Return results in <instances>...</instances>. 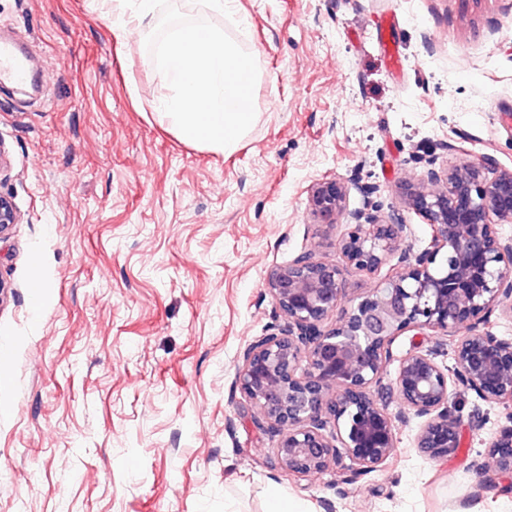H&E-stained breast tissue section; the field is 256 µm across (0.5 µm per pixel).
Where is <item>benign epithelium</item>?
<instances>
[{
  "mask_svg": "<svg viewBox=\"0 0 512 512\" xmlns=\"http://www.w3.org/2000/svg\"><path fill=\"white\" fill-rule=\"evenodd\" d=\"M348 193L335 180L310 188L315 217L330 225L349 219L341 239L347 267L371 273L395 257L400 271L327 329L345 293L344 269L310 250L272 269L267 286L286 323L249 344L235 386L256 409L258 425L278 437L275 466L308 476L335 464L352 484L393 456L395 420L409 412L421 419L414 437L420 452L435 460L453 453L463 424L450 402L457 388L512 406V340L484 328L512 295V238L500 232L512 223V172L471 162L403 182L404 204L432 230L418 253L403 245L395 218L345 213ZM19 219L0 194V236ZM406 331H428L437 341L406 354L385 383L391 345ZM445 337L454 341L450 368L437 361ZM488 455L500 475L512 477L511 413L489 439Z\"/></svg>",
  "mask_w": 512,
  "mask_h": 512,
  "instance_id": "1",
  "label": "benign epithelium"
}]
</instances>
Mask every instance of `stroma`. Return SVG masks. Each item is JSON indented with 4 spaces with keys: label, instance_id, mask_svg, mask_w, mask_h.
<instances>
[{
    "label": "stroma",
    "instance_id": "stroma-1",
    "mask_svg": "<svg viewBox=\"0 0 512 512\" xmlns=\"http://www.w3.org/2000/svg\"><path fill=\"white\" fill-rule=\"evenodd\" d=\"M254 55L255 118L232 153L181 140L154 105L170 89L146 37L118 39L121 0H0L35 95L0 90V512H512V479L484 463L506 410L432 460L397 423L378 471L342 483L272 466L275 443L234 387L243 352L284 324L266 286L311 249L343 265V223L309 189L358 177L347 210L429 224L400 186L428 165L512 171V0H236L232 15L171 0ZM394 12L402 69L376 39Z\"/></svg>",
    "mask_w": 512,
    "mask_h": 512
}]
</instances>
